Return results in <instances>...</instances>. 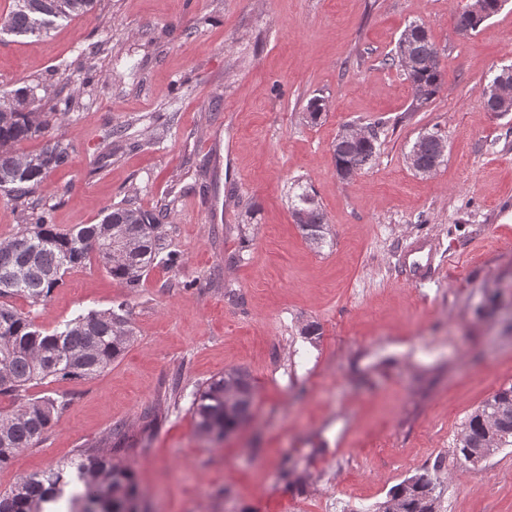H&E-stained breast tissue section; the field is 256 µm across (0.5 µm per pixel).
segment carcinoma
I'll return each instance as SVG.
<instances>
[{
	"label": "carcinoma",
	"mask_w": 512,
	"mask_h": 512,
	"mask_svg": "<svg viewBox=\"0 0 512 512\" xmlns=\"http://www.w3.org/2000/svg\"><path fill=\"white\" fill-rule=\"evenodd\" d=\"M505 0H474L456 18V32L468 35L497 14ZM95 0H12L0 18V32L41 38L58 21L83 17L94 10ZM416 66L402 58L391 64L402 68L416 107L432 101L443 86L441 51L427 30L408 25L400 36ZM33 88L19 87L0 97V189L16 201L35 193L49 173L68 160V147L50 138L37 152L15 149L19 143L43 133L49 121L36 115ZM378 131L369 140H346L334 153L335 166L361 173L377 157ZM292 213H304L303 235L327 234L325 214L316 195L304 191L291 203ZM160 224L154 213L131 205L108 209L98 224H85L61 232L41 211L33 226H25L0 241V394H19L33 385L59 378L93 379L108 369L135 336L127 301L112 308L90 311L45 333L31 312L17 309L12 298L32 307L50 297L65 273L96 257L112 278L128 288L138 287L144 273L160 254ZM254 387L248 375L231 368L200 386L191 402L198 435L215 440L236 431L251 417ZM64 401L50 396L30 398L11 413L0 415V468L26 448L35 447L54 426ZM498 432V447L512 446V387L495 392L470 415L455 442V456L467 463L479 448L490 446L486 424ZM67 498L68 512H135L137 486L127 466L112 457L86 449L61 468L20 478L0 494V512H46L45 505ZM438 512L435 483L429 473L414 475L392 488L379 512Z\"/></svg>",
	"instance_id": "cac0c4a2"
}]
</instances>
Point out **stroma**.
Segmentation results:
<instances>
[{"instance_id": "1", "label": "stroma", "mask_w": 512, "mask_h": 512, "mask_svg": "<svg viewBox=\"0 0 512 512\" xmlns=\"http://www.w3.org/2000/svg\"><path fill=\"white\" fill-rule=\"evenodd\" d=\"M469 2L98 0L43 38L0 34V96L72 103L51 130L67 164L25 202L0 191V240L34 212L67 231L125 200L160 212L179 257L132 292L93 259L46 304L14 298L50 333L125 296L136 337L94 379L29 389L66 405L0 469V492L95 448L132 469L138 512H374L426 470L439 512H512V446L475 467L454 454L512 385V112L481 98L512 66V0L462 37ZM412 22L444 68L416 111L386 64ZM378 119L376 161L339 179L341 127ZM435 128L447 152L424 176L407 155ZM304 187L326 217L319 249L292 216ZM230 368L254 385L251 421L210 442L191 400Z\"/></svg>"}]
</instances>
